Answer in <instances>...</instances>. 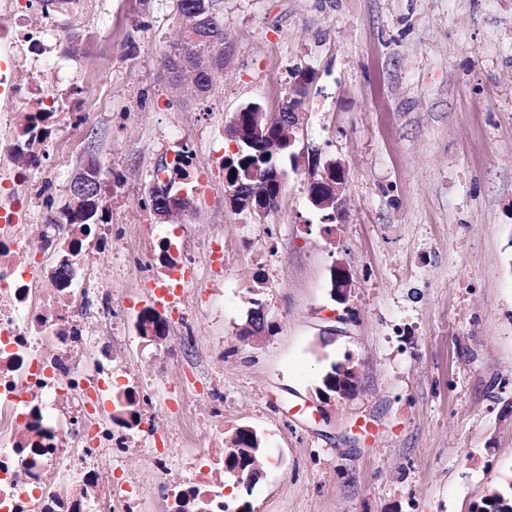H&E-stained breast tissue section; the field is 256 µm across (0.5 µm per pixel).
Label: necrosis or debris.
<instances>
[{
	"label": "necrosis or debris",
	"instance_id": "1",
	"mask_svg": "<svg viewBox=\"0 0 512 512\" xmlns=\"http://www.w3.org/2000/svg\"><path fill=\"white\" fill-rule=\"evenodd\" d=\"M64 36L50 23L30 30L21 17L0 28V45H24L43 61ZM0 87L10 101L0 113V512H143L144 484L117 470L132 453L150 462L165 512H225L222 408L182 479L169 482L170 392L135 382L134 367L113 349L125 328L111 298L86 308L103 291L91 261L119 249L120 235L108 224L24 221L58 136L75 126L76 107L8 66H0ZM151 235L136 253L147 270L141 315L177 329L198 303L223 311L210 287L224 274L222 233L204 242L199 258L181 253L179 228ZM56 260L70 266L68 280L57 279Z\"/></svg>",
	"mask_w": 512,
	"mask_h": 512
}]
</instances>
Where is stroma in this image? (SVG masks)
<instances>
[{"instance_id": "obj_1", "label": "stroma", "mask_w": 512, "mask_h": 512, "mask_svg": "<svg viewBox=\"0 0 512 512\" xmlns=\"http://www.w3.org/2000/svg\"><path fill=\"white\" fill-rule=\"evenodd\" d=\"M8 2L0 24L23 13L68 35L54 68L19 53L15 69L88 114L48 160L29 219L68 204L88 162L112 168L128 200L106 219L128 248L95 273L116 305L138 293L128 251L158 224L148 189L173 134L212 166L235 152L236 112H275L295 72L315 74L273 211H233L221 172L175 182L196 205L185 250L224 235V313L198 315L167 362L184 386L167 415L171 467L206 433L209 400L191 382L212 378L225 428L265 437L258 479L234 499L253 512H471L512 490V0H222L224 66L199 96L164 68L173 0ZM330 160L347 180L345 217L328 227L309 185ZM256 299L275 323L260 343L244 333ZM348 356L354 391L323 400L325 372Z\"/></svg>"}]
</instances>
